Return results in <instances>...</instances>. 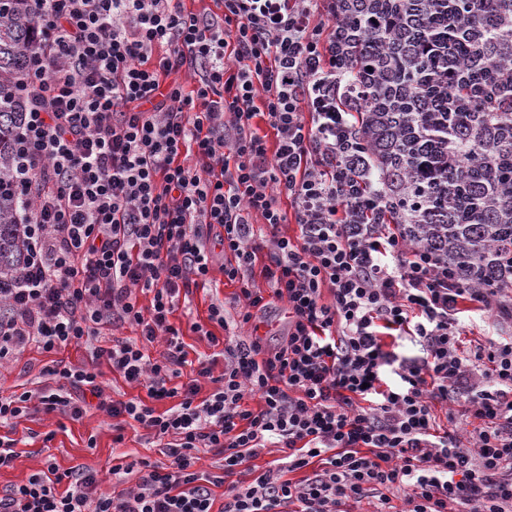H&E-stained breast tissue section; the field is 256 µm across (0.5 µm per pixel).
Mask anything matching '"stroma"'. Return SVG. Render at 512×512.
Returning a JSON list of instances; mask_svg holds the SVG:
<instances>
[{
    "mask_svg": "<svg viewBox=\"0 0 512 512\" xmlns=\"http://www.w3.org/2000/svg\"><path fill=\"white\" fill-rule=\"evenodd\" d=\"M238 289L224 277L221 269H213L211 281L194 289L186 300L180 301L173 318L183 333L187 351V364L181 369V382L197 380L198 399L207 398L217 387L216 380L224 372V357L220 347L211 345L210 336H223V329L209 320L211 304H223L227 320H236L240 307ZM465 329L461 337V350L470 353L477 344L487 339L507 341L512 339V325L497 322L495 318L477 313L464 314ZM200 324V331H193V324ZM139 337V331L131 325L115 329L104 325L95 345H71L51 356L36 349L0 360V394L36 390L54 386L53 377L45 375L44 368L52 359L62 360L72 366L95 368L107 396L116 399L146 397L144 387L127 384L113 373L106 358L97 357V348L111 347L113 341ZM210 363V376L198 377L197 361ZM0 436L14 440L16 459L11 466L0 469V492L22 484L29 476L44 468L47 458H54L60 469L85 466L98 471L109 469L114 459L125 456L163 463L167 457L160 443L137 423L126 424L124 439L115 442L112 419L106 413L95 411L83 419L74 421L59 413L36 409L29 415L0 426Z\"/></svg>",
    "mask_w": 512,
    "mask_h": 512,
    "instance_id": "stroma-1",
    "label": "stroma"
}]
</instances>
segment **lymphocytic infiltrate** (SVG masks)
Here are the masks:
<instances>
[{
  "mask_svg": "<svg viewBox=\"0 0 512 512\" xmlns=\"http://www.w3.org/2000/svg\"><path fill=\"white\" fill-rule=\"evenodd\" d=\"M30 2L10 165L29 246L0 288V356L55 353L127 323L168 355L106 349L143 399L105 397L93 369L50 366L56 387L0 395V424L34 403L74 419L94 407L115 430L137 422L169 461L104 473L50 462L1 494L0 512H348L369 497L391 512L398 495L403 512H512V341L461 352L462 313L512 321V287L460 281L405 235L411 216L381 231L409 186L377 179L354 115L365 94L413 90L386 80L390 42H369L374 0H220L218 14L182 0ZM366 49L374 80L348 82ZM290 222L298 236L283 233ZM216 262L240 285L241 323L275 298L288 331L274 349L226 338L221 385L199 402L196 383L171 384L187 356L171 317ZM403 337L420 358L386 344ZM248 393L259 410L243 407ZM457 396L477 427L436 432L433 405ZM167 398L175 406L156 413ZM269 446L287 466L235 482ZM201 448L223 455L218 473L199 471ZM315 458L312 477L287 479ZM132 472L135 489L104 491Z\"/></svg>",
  "mask_w": 512,
  "mask_h": 512,
  "instance_id": "lymphocytic-infiltrate-1",
  "label": "lymphocytic infiltrate"
}]
</instances>
